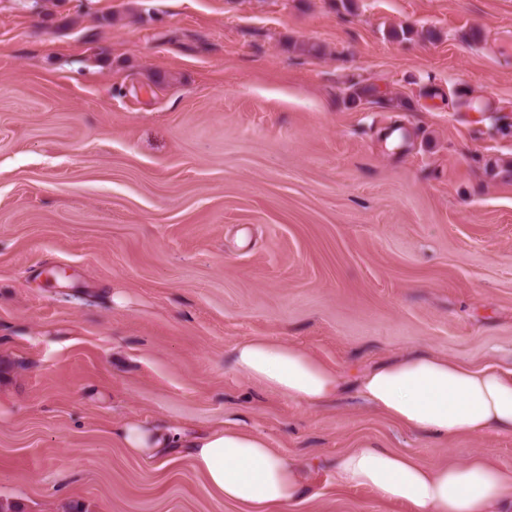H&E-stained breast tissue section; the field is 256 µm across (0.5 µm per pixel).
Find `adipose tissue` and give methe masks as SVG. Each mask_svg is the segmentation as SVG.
Here are the masks:
<instances>
[{"label":"adipose tissue","mask_w":512,"mask_h":512,"mask_svg":"<svg viewBox=\"0 0 512 512\" xmlns=\"http://www.w3.org/2000/svg\"><path fill=\"white\" fill-rule=\"evenodd\" d=\"M231 364L267 390L311 408L335 401L346 389L339 373L295 345L245 339L233 347ZM356 388L387 417L427 435H512V370L417 353L360 374ZM119 435L138 455L165 446L187 449L210 491L249 512H278L306 493L300 463L276 453L259 433L226 427L187 439L176 430L129 424ZM333 468L339 483L373 489L387 502H407L411 512H512V471L480 456L460 465H430L366 443L337 455Z\"/></svg>","instance_id":"obj_1"}]
</instances>
